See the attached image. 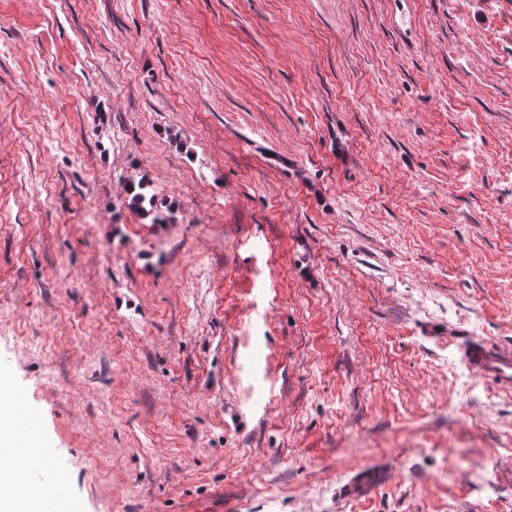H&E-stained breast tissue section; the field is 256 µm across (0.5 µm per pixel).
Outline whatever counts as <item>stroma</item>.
Returning a JSON list of instances; mask_svg holds the SVG:
<instances>
[{"mask_svg":"<svg viewBox=\"0 0 512 512\" xmlns=\"http://www.w3.org/2000/svg\"><path fill=\"white\" fill-rule=\"evenodd\" d=\"M477 339L512 349V0H0V377L63 478L19 496L512 512ZM127 205L129 208L142 214L144 218H150L153 224H173L176 221L175 212L170 206H165L167 212H162L163 202L158 201L151 190L148 181L141 178L137 182L132 181L127 191Z\"/></svg>","mask_w":512,"mask_h":512,"instance_id":"stroma-1","label":"stroma"}]
</instances>
